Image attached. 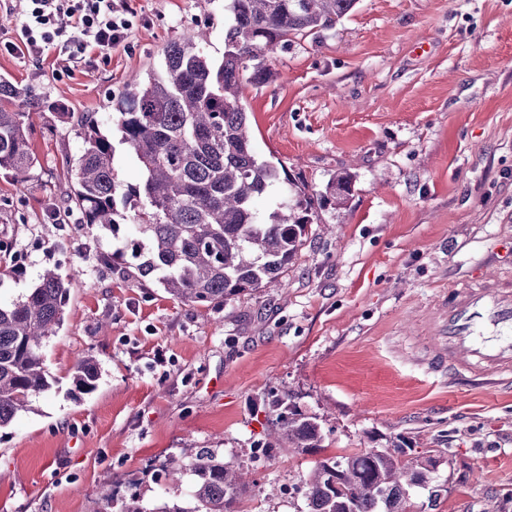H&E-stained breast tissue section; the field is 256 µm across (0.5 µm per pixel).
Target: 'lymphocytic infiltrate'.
I'll list each match as a JSON object with an SVG mask.
<instances>
[{
    "mask_svg": "<svg viewBox=\"0 0 512 512\" xmlns=\"http://www.w3.org/2000/svg\"><path fill=\"white\" fill-rule=\"evenodd\" d=\"M19 42L9 51L41 59L56 53L72 67L110 58L125 45L134 10L129 0H27Z\"/></svg>",
    "mask_w": 512,
    "mask_h": 512,
    "instance_id": "1",
    "label": "lymphocytic infiltrate"
}]
</instances>
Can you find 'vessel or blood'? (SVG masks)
Instances as JSON below:
<instances>
[{
  "label": "vessel or blood",
  "instance_id": "b4317fda",
  "mask_svg": "<svg viewBox=\"0 0 512 512\" xmlns=\"http://www.w3.org/2000/svg\"><path fill=\"white\" fill-rule=\"evenodd\" d=\"M431 345L424 364L436 375L512 374V284L475 277L428 307Z\"/></svg>",
  "mask_w": 512,
  "mask_h": 512
}]
</instances>
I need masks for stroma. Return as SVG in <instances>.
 <instances>
[{"label": "stroma", "instance_id": "obj_1", "mask_svg": "<svg viewBox=\"0 0 512 512\" xmlns=\"http://www.w3.org/2000/svg\"><path fill=\"white\" fill-rule=\"evenodd\" d=\"M131 35L76 71L0 51V76L40 94L23 184L0 176V302L48 268L71 282L43 355L52 389L0 429V512H105L126 481L144 503L178 492L153 462L198 449L235 456L254 512H307L314 462L353 448L440 449L442 493L413 512H512V384L447 382L414 355L421 312L478 271L512 280V0H359L336 28L273 54L277 78L246 85L257 154L308 193L339 173L349 201L319 204L279 283L211 306L175 301L131 258L100 262L109 232L70 213L63 163L81 131L62 112L110 117L133 75L200 31L224 54V0H132ZM93 355L94 391L75 390ZM280 399L320 427L321 447L253 456ZM72 378L79 390L89 392L95 388L99 372L97 362L92 355L88 354L77 359L72 368Z\"/></svg>", "mask_w": 512, "mask_h": 512}]
</instances>
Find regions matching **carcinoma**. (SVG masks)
<instances>
[{
  "mask_svg": "<svg viewBox=\"0 0 512 512\" xmlns=\"http://www.w3.org/2000/svg\"><path fill=\"white\" fill-rule=\"evenodd\" d=\"M356 3L224 0L222 58L208 55L192 31L170 43L160 70L144 82L132 79L115 112L120 143L140 167L137 184L118 181L112 138L94 115L80 116L82 148L66 165L81 223L115 235L118 219H132L133 231L112 255H130L141 279L157 280L189 306L226 302L278 281L302 250L315 200L255 152L243 82H272L277 47L335 28ZM41 106L26 89L0 80V170L21 183L37 163L26 118ZM350 195V176L339 175L324 199L341 206ZM262 197L270 204L261 211L255 201ZM119 199L131 216L118 211ZM68 294L69 282L47 269L24 298L0 304V428L51 389L42 346L62 326ZM72 378L82 391L95 388L92 355L77 359ZM271 412L266 448L282 441L303 451L320 447L313 418L279 399ZM438 466L431 451L400 444L327 456L304 477L308 512H407L415 488L434 501L440 496ZM164 470L189 477L186 491L151 508L132 493L115 502V512H243L250 484L235 457L201 448L188 460L169 456Z\"/></svg>",
  "mask_w": 512,
  "mask_h": 512,
  "instance_id": "obj_1",
  "label": "carcinoma"
}]
</instances>
